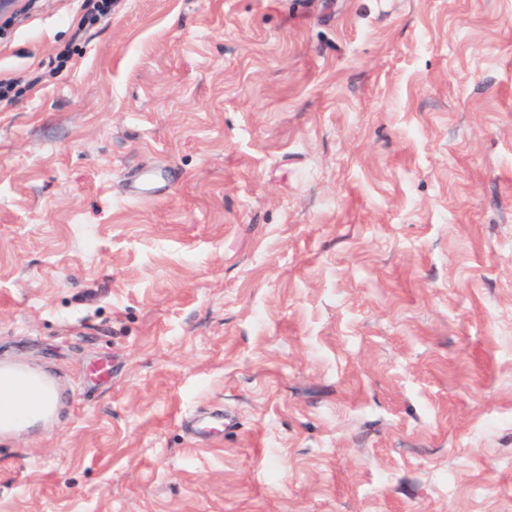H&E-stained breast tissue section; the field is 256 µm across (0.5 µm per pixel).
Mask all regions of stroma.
<instances>
[{"mask_svg": "<svg viewBox=\"0 0 512 512\" xmlns=\"http://www.w3.org/2000/svg\"><path fill=\"white\" fill-rule=\"evenodd\" d=\"M82 15L0 21V512H512V0ZM50 393L46 390L37 391L32 398L17 397L0 405V423H22L37 416L49 418L55 411L58 391L54 383L48 380ZM224 419V409L216 407H204L196 410L194 413L183 419L185 432L194 438L200 437L204 432L211 428L209 424Z\"/></svg>", "mask_w": 512, "mask_h": 512, "instance_id": "obj_1", "label": "stroma"}]
</instances>
